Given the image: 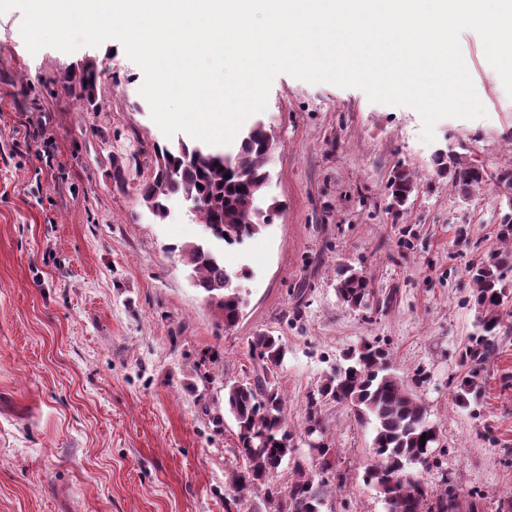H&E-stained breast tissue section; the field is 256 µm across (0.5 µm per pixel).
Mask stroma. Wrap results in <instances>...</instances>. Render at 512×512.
Returning <instances> with one entry per match:
<instances>
[{
	"mask_svg": "<svg viewBox=\"0 0 512 512\" xmlns=\"http://www.w3.org/2000/svg\"><path fill=\"white\" fill-rule=\"evenodd\" d=\"M22 19L0 14V512H224L244 466L224 385L252 375L260 333L287 348L274 379L300 450L309 395L377 339L439 429L419 478L499 512L512 496V306L494 356L464 363L477 328L463 270L503 250L512 203L492 179L463 196L434 164L442 149L491 176L512 168V97L479 34L459 44L486 115L441 119L428 144L413 108L273 79L250 120L275 137L264 197L282 210L224 250L243 299L227 329L180 252L205 240L201 221L176 196L158 219L139 194L155 147L173 143L139 93L142 70L114 39L30 53ZM89 65L93 108L61 89ZM116 160L126 185L112 179ZM398 169L417 185L401 207L387 188ZM340 264L369 278L370 308L339 302ZM320 416L346 479L321 512H384L365 480L371 426L333 402Z\"/></svg>",
	"mask_w": 512,
	"mask_h": 512,
	"instance_id": "1",
	"label": "stroma"
}]
</instances>
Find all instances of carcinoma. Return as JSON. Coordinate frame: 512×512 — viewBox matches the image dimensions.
I'll use <instances>...</instances> for the list:
<instances>
[{"label": "carcinoma", "instance_id": "carcinoma-1", "mask_svg": "<svg viewBox=\"0 0 512 512\" xmlns=\"http://www.w3.org/2000/svg\"><path fill=\"white\" fill-rule=\"evenodd\" d=\"M96 81L94 68L88 67L65 75L62 87L66 94L93 106ZM269 143V131L257 122L240 135L232 152L183 140L172 148L159 146L154 174L139 184V193L160 218L165 216L171 196L182 197L194 207L202 223L215 230L214 239L226 246L239 244L273 223L281 209L276 200L259 204L268 176ZM434 163L439 171L452 173L454 183L467 195L487 182L485 169L461 163L454 156L437 154ZM415 188L413 175L406 170L396 171L388 184L392 200L400 206ZM181 252L191 279L214 315L224 328L235 326L242 312V299L234 285L238 274L229 272L224 257L207 245L186 243ZM510 271L512 251L498 252L464 270L473 285L480 329L467 355L472 361L487 360L496 350L509 298L503 281ZM336 295L349 308L365 309L371 296L370 281L363 271L342 265L336 269ZM249 354L254 374L244 382L224 385V410L237 424V452L244 462L243 470L232 475L234 495L224 502V508L226 512H241L260 491L272 512H320L328 485L322 475L332 471L336 449L321 435L316 438L318 444L309 445L310 457L319 464L316 471L296 457L284 398L274 381L275 369L285 358L284 347L278 338L260 333L249 343ZM325 402L349 407L358 422L372 426L373 454L366 475L385 512H474L475 501L460 498L451 487L431 493L409 473L410 468L427 464L438 429L392 369L390 354L381 345L367 342L361 350L346 355L344 363L308 397V433L323 430L319 412ZM287 460L293 463L292 478L287 487L280 488L271 478Z\"/></svg>", "mask_w": 512, "mask_h": 512}]
</instances>
